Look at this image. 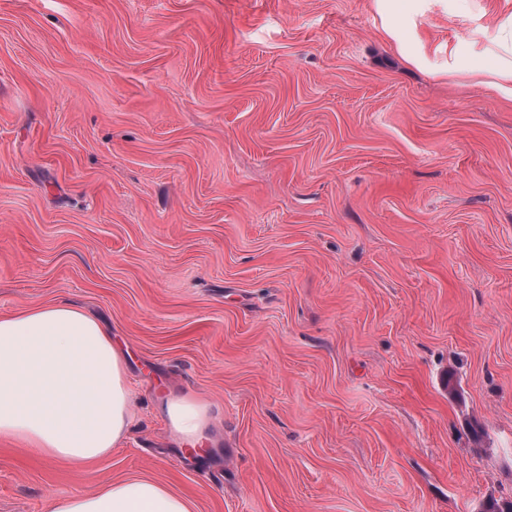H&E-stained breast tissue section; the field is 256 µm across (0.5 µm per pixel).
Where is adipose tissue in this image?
Wrapping results in <instances>:
<instances>
[{
	"instance_id": "ef3b65f1",
	"label": "adipose tissue",
	"mask_w": 512,
	"mask_h": 512,
	"mask_svg": "<svg viewBox=\"0 0 512 512\" xmlns=\"http://www.w3.org/2000/svg\"><path fill=\"white\" fill-rule=\"evenodd\" d=\"M484 59L453 56L449 74L512 100V9L489 23ZM173 432L196 443L211 425L208 403L192 395L165 401ZM131 389L124 357L100 322L65 303L0 315V438L61 463L106 455L124 438ZM50 512H193L186 498L147 478L120 481L96 493L52 501Z\"/></svg>"
}]
</instances>
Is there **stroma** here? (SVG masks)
Segmentation results:
<instances>
[{
    "mask_svg": "<svg viewBox=\"0 0 512 512\" xmlns=\"http://www.w3.org/2000/svg\"><path fill=\"white\" fill-rule=\"evenodd\" d=\"M498 4L388 0L392 38L377 0H0V314L83 309L134 385L81 467L0 439V512L512 500V100L448 73ZM160 411L173 432L190 443L207 438L211 426L208 403L192 395H176L165 401ZM192 504L147 478L113 482L96 493L58 497L50 512H192Z\"/></svg>",
    "mask_w": 512,
    "mask_h": 512,
    "instance_id": "obj_1",
    "label": "stroma"
}]
</instances>
